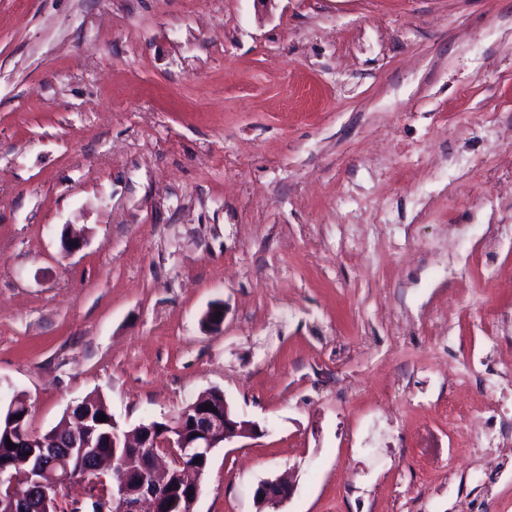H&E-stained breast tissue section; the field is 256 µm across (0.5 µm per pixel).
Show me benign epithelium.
Masks as SVG:
<instances>
[{
  "mask_svg": "<svg viewBox=\"0 0 512 512\" xmlns=\"http://www.w3.org/2000/svg\"><path fill=\"white\" fill-rule=\"evenodd\" d=\"M187 412L191 413L190 440L185 438L181 425L171 415L164 417L167 430L160 434L150 420L130 432L112 424V447L116 450L134 448L136 455L152 459L151 466L143 472L130 465L112 470V496L101 498L88 488L85 499L72 500L69 508L74 512H87L91 503L97 502L96 512H161L160 487L174 466L190 458L207 459L215 449L255 431V425L239 419L227 401L222 406L213 404L206 410L204 399H197L189 403ZM86 422L84 418L68 428L73 440L69 449L62 452L45 448L40 457H28L25 467L8 477L12 500H23L36 493L41 498L42 512L55 508L69 484L80 478L74 466L94 447ZM293 491L294 485L287 478L261 482L254 493L258 512H263L266 506H281L291 498ZM200 492L199 480L180 485L165 503L167 512H185L186 507L195 504Z\"/></svg>",
  "mask_w": 512,
  "mask_h": 512,
  "instance_id": "benign-epithelium-1",
  "label": "benign epithelium"
}]
</instances>
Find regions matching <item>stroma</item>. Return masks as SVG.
<instances>
[{
    "instance_id": "obj_1",
    "label": "stroma",
    "mask_w": 512,
    "mask_h": 512,
    "mask_svg": "<svg viewBox=\"0 0 512 512\" xmlns=\"http://www.w3.org/2000/svg\"><path fill=\"white\" fill-rule=\"evenodd\" d=\"M210 388L193 512H512V0H0V404ZM294 485L287 478L267 479L261 482L255 490L254 498L260 510L266 506L279 507L292 496Z\"/></svg>"
}]
</instances>
